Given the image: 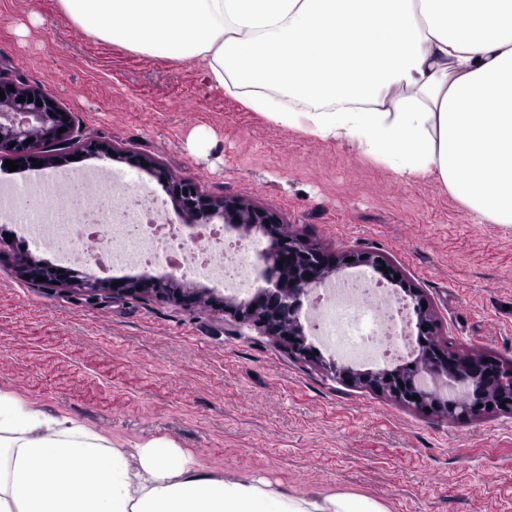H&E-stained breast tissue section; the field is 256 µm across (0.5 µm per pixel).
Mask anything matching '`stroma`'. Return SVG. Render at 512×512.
I'll return each mask as SVG.
<instances>
[{"instance_id": "obj_1", "label": "stroma", "mask_w": 512, "mask_h": 512, "mask_svg": "<svg viewBox=\"0 0 512 512\" xmlns=\"http://www.w3.org/2000/svg\"><path fill=\"white\" fill-rule=\"evenodd\" d=\"M37 3L38 24L28 0H0V70L54 94L77 139L275 210L325 251L384 254L422 291L443 341L512 360V224L477 223L437 179L403 178L353 144L271 121L214 89L202 60L90 39L56 0ZM62 168L130 177L181 217L164 183L122 160ZM21 242L0 223V391L126 448L171 441L218 476L362 495L387 512H512V413H421L289 359L221 311L31 282Z\"/></svg>"}]
</instances>
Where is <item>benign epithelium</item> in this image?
Instances as JSON below:
<instances>
[{
    "label": "benign epithelium",
    "instance_id": "7a95c632",
    "mask_svg": "<svg viewBox=\"0 0 512 512\" xmlns=\"http://www.w3.org/2000/svg\"><path fill=\"white\" fill-rule=\"evenodd\" d=\"M14 90H8V87ZM0 146L10 149L13 160L26 167L31 159L45 163L53 157L45 154L44 145L53 144L65 148L58 154L73 155L107 154L111 147L90 139L75 145L71 114L63 112L60 105H52L56 98L39 87L23 88L17 82L0 75ZM33 97V102H20L18 98ZM62 127L67 131L58 133ZM29 145H24L26 140ZM15 146H10V143ZM148 169L160 181L170 186L171 195L180 205L183 216L190 226L208 223L218 217L236 228L242 237H261L269 240V248L263 253L265 285L257 288L251 298L236 300L221 297L214 291L202 288L189 291L181 287L179 279L170 275L165 279L142 278L133 281L114 279L80 278L78 270L66 267L64 273L50 272V267L30 264L25 276L37 281L42 276L46 284L73 286L90 299L106 294L113 298L155 296L173 301L187 309L200 304L219 306L240 324H250L268 336L277 339L292 358L318 363L319 356L304 332L299 314L302 298L310 295L328 277L342 267H370L380 271L415 302L418 356L393 369L360 370L335 360L328 362V370L337 380L367 387L388 396L416 411L444 414L452 419L467 420L494 412H512V366H505L492 355H477L464 361L448 359V349L437 343V320L428 308H423L425 297L404 279H394L399 270L379 252L360 251L335 254L309 245L288 233L279 214L269 209H258L245 201L227 196H211L191 180H174L157 163H148ZM190 194H184V191ZM432 379L433 386L421 383L424 376ZM465 382L468 388L461 394L448 395L444 388Z\"/></svg>",
    "mask_w": 512,
    "mask_h": 512
}]
</instances>
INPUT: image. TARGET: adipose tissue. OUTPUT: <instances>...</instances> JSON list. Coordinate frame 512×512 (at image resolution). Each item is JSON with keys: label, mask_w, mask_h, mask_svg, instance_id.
<instances>
[{"label": "adipose tissue", "mask_w": 512, "mask_h": 512, "mask_svg": "<svg viewBox=\"0 0 512 512\" xmlns=\"http://www.w3.org/2000/svg\"><path fill=\"white\" fill-rule=\"evenodd\" d=\"M84 33L207 62L276 123L433 177L483 224L512 223V0H57ZM0 512H387L216 478L155 439L121 448L0 392Z\"/></svg>", "instance_id": "ef3b65f1"}]
</instances>
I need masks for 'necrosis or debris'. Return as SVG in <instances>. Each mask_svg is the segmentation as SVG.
<instances>
[{
  "instance_id": "4bbe7bcc",
  "label": "necrosis or debris",
  "mask_w": 512,
  "mask_h": 512,
  "mask_svg": "<svg viewBox=\"0 0 512 512\" xmlns=\"http://www.w3.org/2000/svg\"><path fill=\"white\" fill-rule=\"evenodd\" d=\"M107 183L110 172L86 171L78 175H49L26 184L22 191L40 197L38 210L19 214L13 205L20 189L0 187V222L19 225L34 249L50 251L59 261L81 254L95 267L110 273L131 268L176 264L182 276L207 279L237 292L251 278L255 257L262 246L254 240L244 244L227 237L223 225L210 224L195 238H188L184 225L170 221L161 201L145 187L133 193L119 191L99 201L95 224H87L69 199L72 181ZM361 281L336 277L326 282L311 314L314 328L325 344L351 360L380 352L391 359L410 351L412 338L402 328L405 306L382 290H375V306H367ZM387 310L391 323L400 324L391 340L383 338L380 310Z\"/></svg>"
}]
</instances>
